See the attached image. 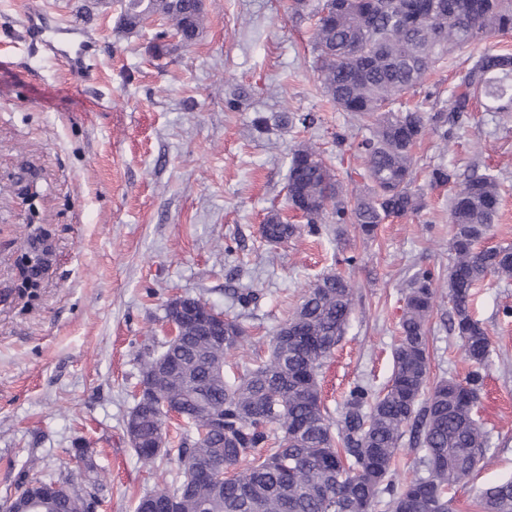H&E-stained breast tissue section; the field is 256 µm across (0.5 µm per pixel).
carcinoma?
Listing matches in <instances>:
<instances>
[{"instance_id":"carcinoma-1","label":"carcinoma","mask_w":512,"mask_h":512,"mask_svg":"<svg viewBox=\"0 0 512 512\" xmlns=\"http://www.w3.org/2000/svg\"><path fill=\"white\" fill-rule=\"evenodd\" d=\"M313 69L322 89L343 112L369 131L357 144L369 192L351 201L330 166L307 144L293 149L287 200L305 224L273 212L261 227L270 245L306 229L351 224L366 237L389 218L414 215L423 195L413 188L414 148L429 132L448 140L464 124L475 101L492 112H512V54L487 50L463 70L448 106L431 111L420 102L395 110L394 101L417 91L435 64L465 53L491 35L512 33V0H322L315 11ZM204 0H123L117 29L148 24L161 31L158 56L189 47L200 37ZM171 37L177 44L164 42ZM454 183L448 209L453 256L448 269L450 331L464 343L473 370L463 381L429 384L428 323L437 286L429 270L406 286L393 369L380 392L355 383L333 417L321 399L319 375L340 342L354 304L353 284L341 273L325 274L303 293L277 329L264 360L228 373L226 359L250 340L236 317L224 318V341L202 334L193 321L177 325L180 342L146 347L138 382L150 393L135 395L141 415L133 449L149 464L175 463L172 483L140 497L155 512H374L389 496L390 512H452L451 491L486 458L489 436L477 419L483 368L490 356L485 322L475 316L477 289L492 277L512 281V245L482 247L498 216L504 183L491 173L463 178L445 167L432 170V187ZM180 403L183 424L164 447H155L165 425L161 406ZM224 418V433L211 430ZM424 451V474L398 483L394 459L404 437ZM224 464L234 475L222 483L203 475L206 464ZM22 470L53 496L49 512H94L70 480L28 456ZM482 512H512V479L485 488Z\"/></svg>"}]
</instances>
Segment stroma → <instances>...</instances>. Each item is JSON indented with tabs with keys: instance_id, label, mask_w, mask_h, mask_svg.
<instances>
[{
	"instance_id": "stroma-1",
	"label": "stroma",
	"mask_w": 512,
	"mask_h": 512,
	"mask_svg": "<svg viewBox=\"0 0 512 512\" xmlns=\"http://www.w3.org/2000/svg\"><path fill=\"white\" fill-rule=\"evenodd\" d=\"M92 3L0 0V500L16 493L33 455L102 498L99 512H135L140 496L172 479L141 461L125 432L138 354L164 342L169 299L199 297L240 317L253 342L236 358L248 361L267 354L309 283L344 272L354 305L322 368V396L333 409L353 383L382 389L407 281L421 268L447 276L451 263L453 188H431L432 169L476 164L499 174L508 192L482 244L512 243V121L480 109L448 142L422 139L420 214L386 220L369 240L325 224L273 247L260 234L270 213L301 221L286 199L299 143L322 151L348 194L367 189L355 151L366 131L316 79L313 18H293L291 0H205L197 43L158 57L152 29L117 30L121 0ZM34 9L48 29L85 31L87 79L73 78L62 55L30 51L21 32ZM465 66H439L404 103L445 106ZM240 88L245 97L228 110ZM282 112L316 121L255 129L257 116ZM39 238L49 266L26 291L23 243ZM247 287L261 297L245 309L229 291ZM448 311L443 287L428 324L434 382L470 370ZM477 311L491 341L478 403L490 446L456 490L458 512H479L481 491L512 479V283L480 289ZM78 442L92 448L90 462L74 458Z\"/></svg>"
}]
</instances>
